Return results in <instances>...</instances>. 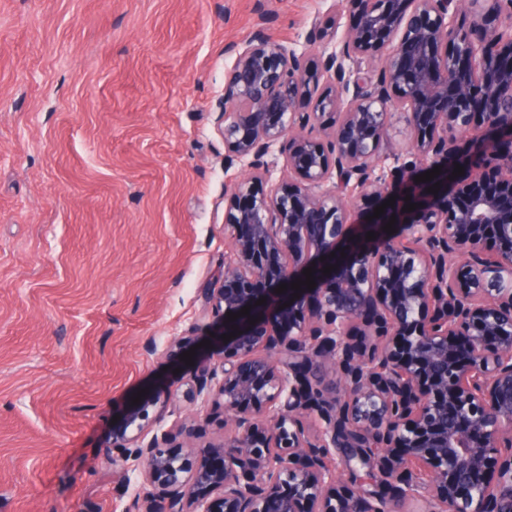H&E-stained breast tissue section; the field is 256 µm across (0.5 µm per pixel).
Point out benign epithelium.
Returning a JSON list of instances; mask_svg holds the SVG:
<instances>
[{
	"instance_id": "obj_1",
	"label": "benign epithelium",
	"mask_w": 512,
	"mask_h": 512,
	"mask_svg": "<svg viewBox=\"0 0 512 512\" xmlns=\"http://www.w3.org/2000/svg\"><path fill=\"white\" fill-rule=\"evenodd\" d=\"M306 42L259 25L231 48L216 131L247 173L208 300L233 352L186 392L229 430L198 459L171 451L194 428L129 411L113 447L165 490L133 512H512V0H334ZM396 184L402 206L355 223ZM309 267L314 289L275 292ZM355 463L373 490L340 485Z\"/></svg>"
}]
</instances>
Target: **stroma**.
Masks as SVG:
<instances>
[{"label":"stroma","mask_w":512,"mask_h":512,"mask_svg":"<svg viewBox=\"0 0 512 512\" xmlns=\"http://www.w3.org/2000/svg\"><path fill=\"white\" fill-rule=\"evenodd\" d=\"M333 0H0V512H128L115 417L224 404L187 380L228 343L207 294L230 255L216 106L263 26L307 50ZM192 336L191 361L172 337Z\"/></svg>","instance_id":"35a3bbf8"}]
</instances>
